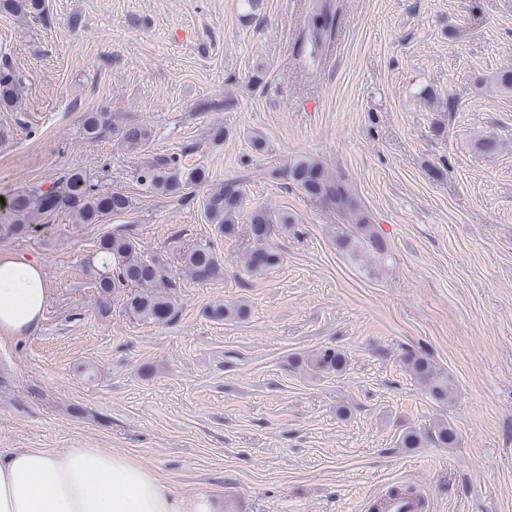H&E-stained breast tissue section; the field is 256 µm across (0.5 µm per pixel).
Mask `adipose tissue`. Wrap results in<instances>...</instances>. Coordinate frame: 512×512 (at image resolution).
I'll use <instances>...</instances> for the list:
<instances>
[{
	"label": "adipose tissue",
	"mask_w": 512,
	"mask_h": 512,
	"mask_svg": "<svg viewBox=\"0 0 512 512\" xmlns=\"http://www.w3.org/2000/svg\"><path fill=\"white\" fill-rule=\"evenodd\" d=\"M48 301L38 263L0 256L1 330L28 335ZM0 512H212V505L177 496L125 455L96 448H22L0 458Z\"/></svg>",
	"instance_id": "1"
}]
</instances>
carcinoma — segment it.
Listing matches in <instances>:
<instances>
[{
  "mask_svg": "<svg viewBox=\"0 0 512 512\" xmlns=\"http://www.w3.org/2000/svg\"><path fill=\"white\" fill-rule=\"evenodd\" d=\"M0 10L39 16L44 12L43 0H0ZM340 17L338 0H310L300 30L302 49L310 63L321 62L336 41ZM486 84L496 92L512 93V66L495 71ZM20 86L21 77L14 69L0 68V106L13 104ZM107 129L116 132L129 150L139 149L148 137L145 126L119 125L107 112L86 115L84 132L88 140L97 139ZM472 146L488 157L504 149V143L491 134L477 137ZM266 175L322 203L343 219L350 233L336 240L341 252L369 263L380 262L387 256V242L373 224L352 182L321 158L297 155L288 164L268 170ZM136 181L151 193L183 197L187 189L208 183L209 172L204 168L185 167L180 154H154L139 168ZM133 204L130 195L122 191L102 192L83 171L71 170L47 190L31 185L13 193L0 209V224L8 225L10 233L22 236L33 230L32 224L38 219L58 212L68 214L76 224H96L106 215L130 211ZM204 211L209 223L226 238L236 236L240 220L247 217L252 246L242 258L246 273L263 275L282 264L283 256L271 246L270 238L276 228L288 227L294 218L264 207L245 211L244 179L229 178L211 188L205 196ZM98 250L109 261V265L94 273L103 312L110 310L112 295L129 288L125 310L131 316L156 324H166L176 317L177 304L171 294L175 284L166 260L160 256H142L131 237L118 232L102 237ZM181 262L197 282L224 278V263L209 245L188 250L181 255ZM248 313L245 302L218 303L208 309L207 316L215 321H230L243 319ZM401 362L435 404L446 406L454 400L451 377L428 356L407 350ZM347 363L345 352L327 346L315 350L306 359V365L325 373L341 374ZM430 443L439 448H455L459 445L458 432L447 421L438 420L423 429L410 427L400 437L402 448H425Z\"/></svg>",
  "mask_w": 512,
  "mask_h": 512,
  "instance_id": "carcinoma-1",
  "label": "carcinoma"
}]
</instances>
